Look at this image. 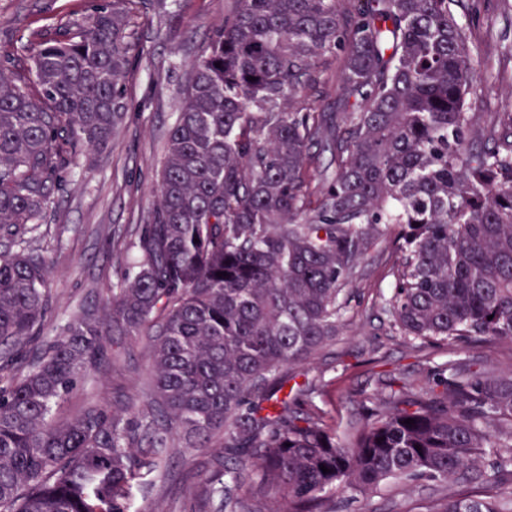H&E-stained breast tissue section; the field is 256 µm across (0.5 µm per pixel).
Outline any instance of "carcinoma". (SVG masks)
I'll use <instances>...</instances> for the list:
<instances>
[{
	"instance_id": "cac0c4a2",
	"label": "carcinoma",
	"mask_w": 512,
	"mask_h": 512,
	"mask_svg": "<svg viewBox=\"0 0 512 512\" xmlns=\"http://www.w3.org/2000/svg\"><path fill=\"white\" fill-rule=\"evenodd\" d=\"M133 2L34 48L26 74L0 65V512H130L141 479L219 438L200 512H257L248 480L269 512H338L336 495L388 480L454 482L426 512H512V369L420 363L381 382L347 443L305 370L383 224L399 228V335L512 344V112L471 111L456 0H235L192 65L136 273L103 315L17 349L50 309L48 260L23 237L124 118ZM332 56L340 111L292 106ZM315 146L331 155L316 183ZM111 333L146 337L150 398L135 420L92 405L55 424Z\"/></svg>"
}]
</instances>
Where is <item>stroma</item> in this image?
I'll list each match as a JSON object with an SVG mask.
<instances>
[{
  "label": "stroma",
  "instance_id": "obj_1",
  "mask_svg": "<svg viewBox=\"0 0 512 512\" xmlns=\"http://www.w3.org/2000/svg\"><path fill=\"white\" fill-rule=\"evenodd\" d=\"M112 0H0V50L14 72H27L34 47L64 41L93 10ZM234 8L233 0H136L130 16L133 49L126 77L128 111L106 149L84 152L45 216L29 235L32 247L51 259L47 288L52 308L41 339L50 342L81 310L101 312L114 289L132 275L138 260L137 232L152 208L168 132L191 74V64L215 28ZM467 24L483 90L471 100L475 112H512V0H458ZM396 227L383 229L357 267L347 323L335 344L312 360L311 375L326 385L316 403L328 414L338 441H345L362 406L374 400L379 377H401L420 354L392 330L383 306L391 295L388 256ZM434 362L477 363L500 372L512 368L507 343L433 347ZM145 344L115 337L104 360L90 370L67 400L54 408L62 424L92 404L136 413L150 393ZM213 451L188 450L168 476L142 487L140 512H187L193 482L211 471ZM448 483L393 481L380 491L347 492L340 512H424L429 498L452 492Z\"/></svg>",
  "mask_w": 512,
  "mask_h": 512
}]
</instances>
